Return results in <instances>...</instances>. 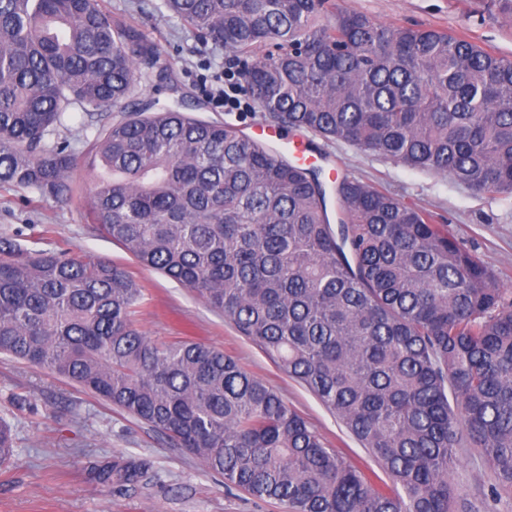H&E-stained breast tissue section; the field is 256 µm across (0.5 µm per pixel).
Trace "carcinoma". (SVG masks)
I'll list each match as a JSON object with an SVG mask.
<instances>
[{
  "instance_id": "carcinoma-1",
  "label": "carcinoma",
  "mask_w": 512,
  "mask_h": 512,
  "mask_svg": "<svg viewBox=\"0 0 512 512\" xmlns=\"http://www.w3.org/2000/svg\"><path fill=\"white\" fill-rule=\"evenodd\" d=\"M163 7L243 63L273 125L512 198V56L335 0ZM487 14L512 22V0H485L476 22ZM269 43L277 52L258 57ZM160 60L103 0H0V185L66 205L84 165L91 223L223 313L387 479L345 461L232 357L148 338L135 322L144 290L104 258L0 237V354L90 390L225 487L285 512H487L512 494V292L448 225L395 195L136 97L166 78ZM75 104L96 128L81 157L50 141ZM461 452L489 465L488 493L452 480ZM13 456L0 419V463ZM101 475L147 480L131 461Z\"/></svg>"
}]
</instances>
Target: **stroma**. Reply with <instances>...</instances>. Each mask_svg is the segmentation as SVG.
Here are the masks:
<instances>
[{
    "label": "stroma",
    "mask_w": 512,
    "mask_h": 512,
    "mask_svg": "<svg viewBox=\"0 0 512 512\" xmlns=\"http://www.w3.org/2000/svg\"><path fill=\"white\" fill-rule=\"evenodd\" d=\"M158 0H104L159 46L161 60L178 83V93L159 90L161 104L197 107L198 118L259 123V113L239 121L207 97L202 78L222 76L224 53L202 44L188 26L161 17ZM337 9L383 23L423 26L464 34L488 51L512 55V25L500 20L474 24L466 0H335ZM317 165L396 194L426 210L451 235L471 245L512 291V199H491L447 174L408 168L376 153L316 139ZM79 194L73 204L39 199L37 193L0 186V237L15 236L36 251L63 252L77 259L107 258L123 267L145 290L138 327L156 342L182 337L205 343L235 358L271 386L346 461L363 468L374 461L320 400L291 380L255 343L212 309L195 291L142 265L121 245L103 236L86 216L90 181L77 169ZM0 419L12 428L15 456L0 465V512H284L273 500L226 490L221 476L193 455L174 447L150 426L48 369L0 357ZM145 464L146 486L101 482L98 470L113 460Z\"/></svg>",
    "instance_id": "1"
}]
</instances>
